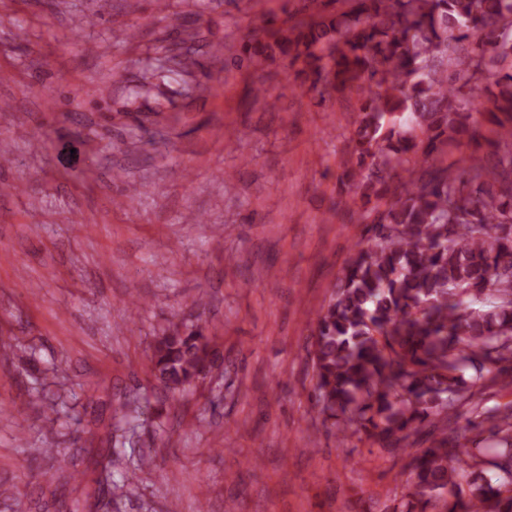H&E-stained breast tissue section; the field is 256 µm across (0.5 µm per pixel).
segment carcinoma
Wrapping results in <instances>:
<instances>
[{
  "label": "carcinoma",
  "mask_w": 512,
  "mask_h": 512,
  "mask_svg": "<svg viewBox=\"0 0 512 512\" xmlns=\"http://www.w3.org/2000/svg\"><path fill=\"white\" fill-rule=\"evenodd\" d=\"M305 9L288 23L265 14L241 53L254 67L281 54L322 102L359 101L340 179L354 195L336 205L365 237L314 320L311 400L339 438L362 434L390 453L419 445L390 512H512V406H483L487 391L512 386V0ZM163 72L141 76L132 97L160 89ZM483 81L495 90L481 100L471 91ZM475 112L494 126L492 151L463 168L433 157L476 137ZM216 355L205 326H169L150 372L174 399ZM461 407L476 430L465 459ZM83 463L79 451L58 462L40 512H65L57 492ZM95 465L86 499L98 510L117 482L109 455Z\"/></svg>",
  "instance_id": "obj_1"
}]
</instances>
